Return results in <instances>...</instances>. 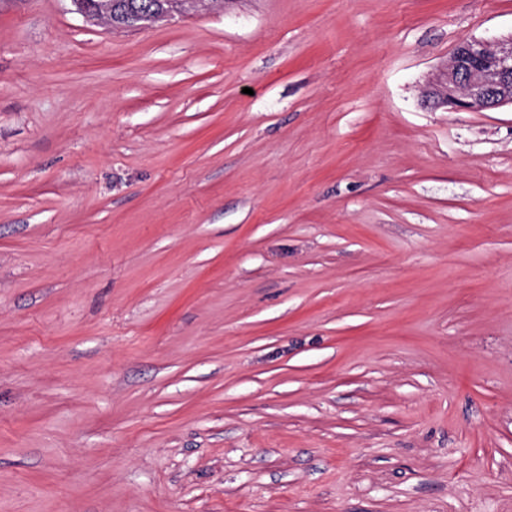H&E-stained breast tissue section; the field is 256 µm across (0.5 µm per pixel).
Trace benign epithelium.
<instances>
[{
    "instance_id": "obj_1",
    "label": "benign epithelium",
    "mask_w": 512,
    "mask_h": 512,
    "mask_svg": "<svg viewBox=\"0 0 512 512\" xmlns=\"http://www.w3.org/2000/svg\"><path fill=\"white\" fill-rule=\"evenodd\" d=\"M69 2L85 17L112 24L109 0ZM162 16L152 5L127 16L124 26H142ZM422 104L430 109L450 107L473 112L512 106V35L494 42L476 38L461 41L429 81Z\"/></svg>"
}]
</instances>
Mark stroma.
<instances>
[{
    "label": "stroma",
    "instance_id": "35a3bbf8",
    "mask_svg": "<svg viewBox=\"0 0 512 512\" xmlns=\"http://www.w3.org/2000/svg\"><path fill=\"white\" fill-rule=\"evenodd\" d=\"M512 0H0V512H512ZM142 1L147 0H69L75 10L86 18L97 22H105L112 26V21L121 23L125 15ZM422 104L473 112L512 108V35L461 41L429 81Z\"/></svg>",
    "mask_w": 512,
    "mask_h": 512
}]
</instances>
